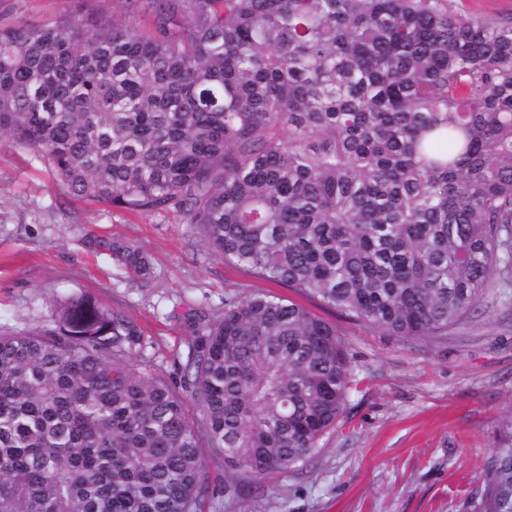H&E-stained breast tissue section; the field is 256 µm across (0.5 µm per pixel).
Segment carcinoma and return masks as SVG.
Wrapping results in <instances>:
<instances>
[{
  "label": "carcinoma",
  "instance_id": "obj_1",
  "mask_svg": "<svg viewBox=\"0 0 512 512\" xmlns=\"http://www.w3.org/2000/svg\"><path fill=\"white\" fill-rule=\"evenodd\" d=\"M0 24V133L69 195L181 213L210 250L390 336L512 286V18L448 0H119ZM146 18L138 29L128 19ZM143 280L148 257L112 243ZM184 389L79 295L0 330V512H201L200 436L240 491L305 464L347 408L336 325L279 295L190 322ZM481 512H512V412Z\"/></svg>",
  "mask_w": 512,
  "mask_h": 512
}]
</instances>
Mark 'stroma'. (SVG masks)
<instances>
[{"label":"stroma","instance_id":"1","mask_svg":"<svg viewBox=\"0 0 512 512\" xmlns=\"http://www.w3.org/2000/svg\"><path fill=\"white\" fill-rule=\"evenodd\" d=\"M121 13L118 0H0V20L33 25L76 10ZM129 242L151 281L117 264ZM268 291L336 325L355 377L336 430L299 470L237 493L223 454L202 447L203 512H478L500 417L512 411V288L432 341L389 336L212 253L176 212L134 215L73 199L33 151L0 135V328L49 324L57 300L86 295L132 321L138 367L180 387L189 318L219 316L229 291Z\"/></svg>","mask_w":512,"mask_h":512}]
</instances>
